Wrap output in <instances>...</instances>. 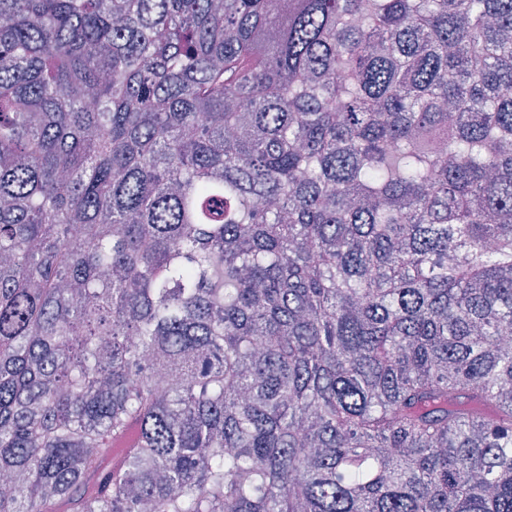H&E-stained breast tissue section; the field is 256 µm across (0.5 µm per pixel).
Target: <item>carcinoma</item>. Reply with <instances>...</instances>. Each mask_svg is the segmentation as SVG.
<instances>
[{
    "mask_svg": "<svg viewBox=\"0 0 512 512\" xmlns=\"http://www.w3.org/2000/svg\"><path fill=\"white\" fill-rule=\"evenodd\" d=\"M509 87L512 0H0V512H512Z\"/></svg>",
    "mask_w": 512,
    "mask_h": 512,
    "instance_id": "cac0c4a2",
    "label": "carcinoma"
}]
</instances>
